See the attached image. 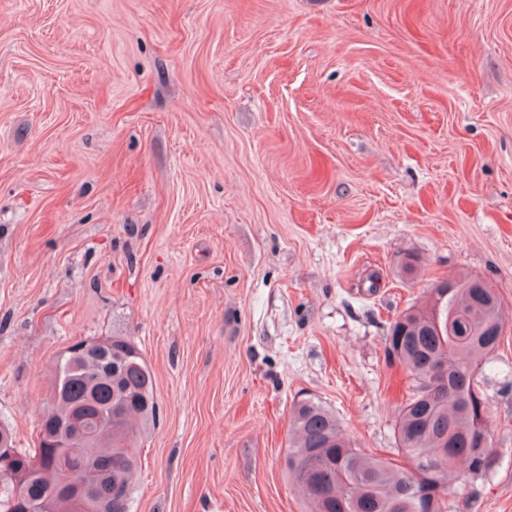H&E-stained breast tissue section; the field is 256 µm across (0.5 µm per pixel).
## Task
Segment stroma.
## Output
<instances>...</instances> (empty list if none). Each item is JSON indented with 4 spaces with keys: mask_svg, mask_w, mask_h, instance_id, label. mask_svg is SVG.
I'll list each match as a JSON object with an SVG mask.
<instances>
[{
    "mask_svg": "<svg viewBox=\"0 0 512 512\" xmlns=\"http://www.w3.org/2000/svg\"><path fill=\"white\" fill-rule=\"evenodd\" d=\"M469 275L503 305L498 462L447 512H512V0H0L18 447L60 355L127 336L160 408L131 512H306L293 404L394 457L388 327Z\"/></svg>",
    "mask_w": 512,
    "mask_h": 512,
    "instance_id": "stroma-1",
    "label": "stroma"
}]
</instances>
